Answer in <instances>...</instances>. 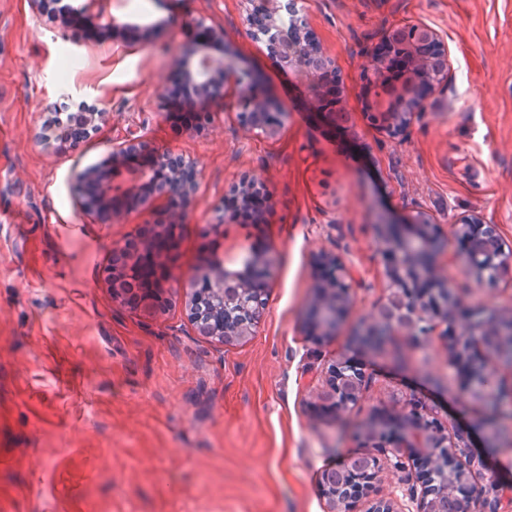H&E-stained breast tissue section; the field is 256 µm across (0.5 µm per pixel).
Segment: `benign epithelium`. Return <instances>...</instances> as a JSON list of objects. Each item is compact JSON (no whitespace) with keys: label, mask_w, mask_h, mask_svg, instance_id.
I'll use <instances>...</instances> for the list:
<instances>
[{"label":"benign epithelium","mask_w":512,"mask_h":512,"mask_svg":"<svg viewBox=\"0 0 512 512\" xmlns=\"http://www.w3.org/2000/svg\"><path fill=\"white\" fill-rule=\"evenodd\" d=\"M244 3L249 5V36L265 42L271 57L296 75L315 106H321L327 97L334 99L331 116L342 121V90L324 84L334 61L323 53L299 19L298 0ZM111 7L112 0H83L77 8L61 6L52 19L65 26L77 14L93 33L107 34L114 42L122 41L134 23L112 15ZM383 41L396 55L398 64L392 67L386 58L374 52L367 57L365 110L379 130L396 135L410 125L416 113L424 111L426 98L446 81L451 63L448 45L428 24L394 25L385 32ZM223 42L224 31L212 30L210 41L186 48L175 64L184 82L198 92L197 110L207 112L214 98L223 97L227 108L246 116L250 131L257 130L268 137L277 135L288 120V113H280L276 124L266 121V109L273 98L265 95L258 74L249 76L250 90L237 91L241 76L235 62L227 53L216 56L211 52L215 44ZM54 134L75 148L80 145L81 138L74 133L70 118L58 120ZM140 151L139 135L133 131L112 142L104 166L86 168L78 174L74 200L78 210L101 224L124 221L127 209L120 204L121 198L137 200L143 206L147 214L145 224L136 242L113 252L105 284L114 300L146 316H156L171 306L177 293L169 285L175 230L186 220L198 182L185 179V171L194 170L192 161L156 155L146 163H137L135 157ZM146 184L152 186V192L144 196L141 191ZM411 223L419 225L420 230L409 233L392 226H377L373 252L383 266L387 295L371 318L355 328L354 334L361 343L369 345L391 342L399 335L421 345L433 336H446L448 330H454L455 355L448 359V369L461 380L462 396L482 403L486 410L489 385L473 356L488 347L501 360L511 356L512 318L504 319L480 302L463 307L443 271L444 251L426 232L429 222L414 218ZM455 235L468 243L465 264L477 281L512 282V257L505 256L501 240L486 229L479 216L458 219ZM321 263L334 271V279L317 289L306 303L307 314L319 330V340L336 336L342 312L352 304L351 288L356 284L352 269L340 255L326 251ZM272 267L270 255L255 250L249 251L240 270H229L224 263L209 259L200 261L193 287L186 290L192 307L198 306L202 291L211 299L207 317L192 316L199 335L213 340L251 335L263 310L261 306L252 308L260 303L255 296V280L259 277L268 282ZM368 380L365 370L349 360H335L323 370L322 397L331 408L347 410L358 401ZM409 448L431 449L432 462L421 469L420 488L394 489L373 498L377 472L384 467L406 470ZM359 455L374 458V469L358 474L350 468L353 457L348 456L325 470L321 477L328 512H336V501L349 499L370 500L368 512H433L435 500L448 492L450 484L462 491L460 499L465 512H482L481 502L474 501L471 479L480 471L483 461L460 448L437 418H411L401 428L398 441L377 443L362 449ZM336 472L344 480L334 487L329 478Z\"/></svg>","instance_id":"obj_1"}]
</instances>
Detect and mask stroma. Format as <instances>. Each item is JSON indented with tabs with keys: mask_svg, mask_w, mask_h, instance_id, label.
Masks as SVG:
<instances>
[{
	"mask_svg": "<svg viewBox=\"0 0 512 512\" xmlns=\"http://www.w3.org/2000/svg\"><path fill=\"white\" fill-rule=\"evenodd\" d=\"M339 71L349 120L332 124L305 88L247 33L240 0H112L138 23L127 40L94 42L59 29L29 0H0V512H327L321 475L370 436L372 417L397 423L409 399L460 435L486 468L479 486L512 483V450L489 453L440 342L407 351L352 342L385 294L373 223L424 214L453 244L455 222L478 215L512 244V0H300ZM224 29L241 75L259 71L288 122L273 137L213 106L208 123L170 111L173 80L196 19ZM398 23H425L448 45V78L400 135L378 131L361 88L370 49ZM103 109L110 120L79 148L39 137L56 112ZM144 134L157 154L200 173L176 233L173 287L201 259L242 267L250 248L275 258L254 336L218 345L198 335L184 297L154 317L113 301L112 250L145 219L100 224L74 203L77 172L115 139ZM272 195L256 224L218 225L242 176ZM335 217V226L325 223ZM343 254L360 282L336 337L317 343L304 304L322 249ZM466 300L512 316V284L477 283L447 268ZM344 356L370 380L346 412L321 402L320 368Z\"/></svg>",
	"mask_w": 512,
	"mask_h": 512,
	"instance_id": "1",
	"label": "stroma"
}]
</instances>
